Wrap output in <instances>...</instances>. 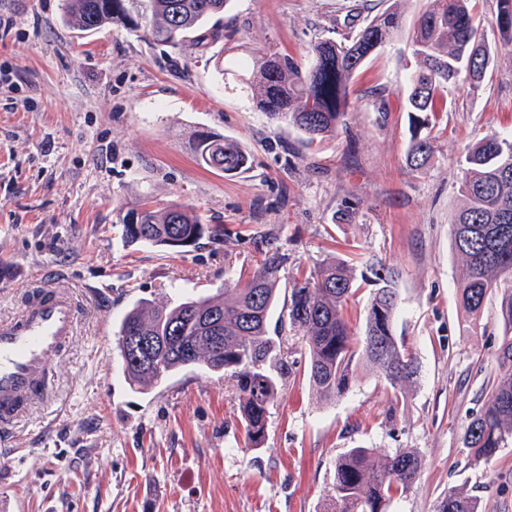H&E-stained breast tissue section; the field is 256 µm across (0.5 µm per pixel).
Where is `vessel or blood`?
Listing matches in <instances>:
<instances>
[{
    "mask_svg": "<svg viewBox=\"0 0 512 512\" xmlns=\"http://www.w3.org/2000/svg\"><path fill=\"white\" fill-rule=\"evenodd\" d=\"M77 307L64 291L0 321V426L17 424L50 390L52 361L76 332Z\"/></svg>",
    "mask_w": 512,
    "mask_h": 512,
    "instance_id": "vessel-or-blood-1",
    "label": "vessel or blood"
}]
</instances>
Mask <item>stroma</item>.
<instances>
[{
	"mask_svg": "<svg viewBox=\"0 0 512 512\" xmlns=\"http://www.w3.org/2000/svg\"><path fill=\"white\" fill-rule=\"evenodd\" d=\"M67 2L0 0V320L47 290L78 306L47 398L0 429V499L19 512H327L345 452L412 448L420 477L388 512H438L452 489L512 512V444L477 466L463 450L503 330L494 297L469 326L450 228L468 147L512 134V53L498 51L479 89L449 85L435 153L412 173L407 66L422 0H402L401 32L359 69L345 133L309 147L257 108L238 61L267 47L307 61L311 43L346 34L351 11L366 19L392 0H228L223 40L199 53L117 26L78 33ZM202 132L238 141L248 168L201 165ZM146 201L189 206L221 236L183 253L128 243L121 218ZM345 201L359 206L347 224L335 220ZM270 248L283 257L270 334L287 367L265 442L250 448L229 377L198 367L131 388L116 332L139 300L223 296ZM330 254L359 272L372 260L398 268L393 333L419 364L411 385L362 370L327 401L309 384L285 319L294 276Z\"/></svg>",
	"mask_w": 512,
	"mask_h": 512,
	"instance_id": "stroma-1",
	"label": "stroma"
}]
</instances>
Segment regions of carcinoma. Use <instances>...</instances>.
<instances>
[{"label":"carcinoma","instance_id":"carcinoma-1","mask_svg":"<svg viewBox=\"0 0 512 512\" xmlns=\"http://www.w3.org/2000/svg\"><path fill=\"white\" fill-rule=\"evenodd\" d=\"M227 0H68L69 23L82 32L120 25L146 30L173 47L199 51L224 37L207 23L224 13ZM471 0H426L411 41L419 68L407 95L412 134L407 167L417 171L435 152L432 113L448 83L465 76L473 87L494 61V51L478 33ZM495 25L500 44L512 52V0H497ZM402 15L391 6L375 14L343 41L321 39L311 45L310 66L289 55L254 56L250 84L257 107L271 120L297 128L306 144L339 134L355 106L350 82L366 59L402 29ZM198 160L226 174L245 168L249 157L236 142L210 134L197 138ZM458 193L461 205L451 220L456 253L465 266L459 283L460 305L473 326L480 325L486 301L497 296L503 339L497 351L499 375L481 410L469 422L463 449L470 462L490 460L512 440V134L492 132L468 151ZM207 231L189 206L165 211L145 202L126 213L122 224L130 243L182 252ZM282 261L263 259L243 286H227L224 300L186 296L174 303L137 302L124 316L118 349L129 384L151 388L174 374L202 366L228 372L236 382L245 442L265 439L269 409L277 396L274 372L284 366L280 347L269 336V320L281 280ZM374 278H356L348 260L332 256L313 270L299 271L291 290L288 320L303 331L306 375L320 396L344 394L361 367L382 375L392 387L413 382L415 357L392 331L399 305L396 268L371 265ZM375 289L362 334L350 327L347 305L364 284ZM421 458L411 448L376 453L351 448L336 462L332 512H386L394 495L409 490L419 476ZM440 512H481L480 501L463 490L451 491Z\"/></svg>","mask_w":512,"mask_h":512}]
</instances>
